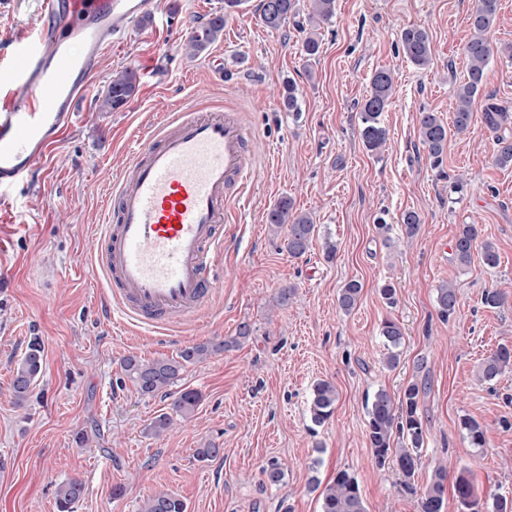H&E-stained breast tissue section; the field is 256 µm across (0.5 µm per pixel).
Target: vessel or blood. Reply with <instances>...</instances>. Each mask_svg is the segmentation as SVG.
<instances>
[{"mask_svg":"<svg viewBox=\"0 0 512 512\" xmlns=\"http://www.w3.org/2000/svg\"><path fill=\"white\" fill-rule=\"evenodd\" d=\"M155 0H38L35 38L0 68V211L72 128L103 54ZM236 113L182 107L158 122L113 182L94 268L132 325L166 330L213 300L228 211L256 173Z\"/></svg>","mask_w":512,"mask_h":512,"instance_id":"obj_1","label":"vessel or blood"}]
</instances>
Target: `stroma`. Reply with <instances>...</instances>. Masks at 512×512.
<instances>
[{
	"label": "stroma",
	"mask_w": 512,
	"mask_h": 512,
	"mask_svg": "<svg viewBox=\"0 0 512 512\" xmlns=\"http://www.w3.org/2000/svg\"><path fill=\"white\" fill-rule=\"evenodd\" d=\"M473 4L336 0L332 21L316 28L310 0H296L274 30L260 20V0H243L226 12L221 38L190 58L184 29L223 10L224 0H160L146 33L132 32L102 58L75 125L17 195L25 222L0 215V512H58L56 490L72 479L84 485L74 512H139L158 491L181 498L187 512H320L312 484H327L341 469L356 478L366 512H417L394 465H376L365 411L368 394L383 388L397 396L416 379L427 382L419 407L429 420L416 484L426 485L442 463L452 478L468 470L478 493L493 487L512 500V371L491 382L476 377L482 359L512 343V305L480 303L487 288L512 295V168L496 166L491 143L468 135L450 136L442 164L433 166L417 123L423 110L452 117ZM36 9V0H0V49L36 36ZM410 26L429 35L427 69L398 53ZM310 34L320 42L313 58L303 51ZM382 65L395 81L382 116L387 145L374 154L360 138L358 115ZM125 68L139 75L137 96L119 111H97L113 72ZM288 81L299 90L296 112L282 104ZM181 104L234 108L252 135L258 176L224 226L215 299L171 333L135 336L109 315L90 262L100 249L107 190L147 128ZM457 177L466 191L452 203L448 182ZM284 197L319 228L296 259L285 232L266 222ZM409 209L423 220L416 236L394 244L379 236L377 215L394 225ZM462 224L481 225L498 248L497 267L477 258L465 269L453 262ZM327 237L338 246L330 261L322 252ZM352 279L362 293L347 313L337 296ZM444 281L459 297L446 324L435 303ZM387 282L397 290L391 307L380 295ZM288 286L295 294L284 305ZM388 318L405 332L392 369L379 334ZM244 322L248 340L189 366L165 392L140 396L121 370L124 356L171 358L234 336ZM35 337L43 367L32 397L19 405L11 378ZM320 380L335 385L338 399L333 416L315 428L308 401ZM186 389L202 399L184 419L173 403ZM162 414L172 424L158 436L150 425ZM465 415L489 428L487 448L464 438ZM210 445L219 455L199 459L197 449ZM272 458L284 466L283 486L263 482Z\"/></svg>",
	"instance_id": "35a3bbf8"
}]
</instances>
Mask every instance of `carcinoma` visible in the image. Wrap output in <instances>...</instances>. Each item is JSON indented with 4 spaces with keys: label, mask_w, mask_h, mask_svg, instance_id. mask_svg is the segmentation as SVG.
Returning <instances> with one entry per match:
<instances>
[{
    "label": "carcinoma",
    "mask_w": 512,
    "mask_h": 512,
    "mask_svg": "<svg viewBox=\"0 0 512 512\" xmlns=\"http://www.w3.org/2000/svg\"><path fill=\"white\" fill-rule=\"evenodd\" d=\"M242 0H224V13L215 14L205 22L194 26L187 39L185 49L193 56L206 52L224 31V14L241 5ZM336 0H311V19L317 23H327L335 14ZM260 18L270 29L280 28L295 8V0H261ZM498 11V0H476L470 15L472 36L465 46L467 76L455 90V110L452 126L458 135H471L472 112L475 98L484 88L488 65L497 53L512 58V48H498L487 37ZM400 46L404 58L418 69L429 67L432 60L431 45L427 32L418 27H407L400 33ZM139 90L137 73L125 68L114 74L105 91L96 101L99 112H115L127 105ZM393 93V72L390 68H376L370 78V91L359 112L360 136L365 148L371 153L381 152L387 143L388 133L382 124V114L386 111ZM483 135L493 143V161L500 168L512 167V109L492 95L485 96L481 109ZM418 129L422 144L426 147L433 164L439 166L448 146V127L434 112H421L418 116ZM267 224L275 229L288 226L286 249L293 258L304 256L318 235V226L313 217L293 208L290 199L283 198L267 213ZM402 236L409 239L420 230L422 219L414 210L405 211L399 220ZM481 228L477 224H461L454 239L453 257L460 267L471 263L472 250L481 249L483 264L494 268L499 264V255L493 243L480 240ZM362 285L351 280L340 288L339 308L352 311L359 301ZM436 309L440 321L446 323L454 317L458 304L453 283H442L436 288ZM481 303L497 309L509 303V297L498 288H487L482 292ZM251 334L245 324L237 336L222 341H208L193 344L182 349L172 358L146 361L136 355L122 359L121 367L125 376L133 383L137 392L145 397L153 396L172 386L187 367L201 363L210 356L228 351L240 345ZM380 336L388 353L385 364L396 366L400 361V348L404 342L402 326L386 319L381 323ZM43 347L40 342L29 344L24 356L14 368L11 392L14 400L25 404L31 397L35 383L41 373ZM512 370V346L499 345L478 366V379L490 382L505 371ZM425 391V383L412 381L407 384L402 395L397 398L381 388L365 399L367 414L366 436L378 466L392 460L402 476L403 490L417 499V512H444L448 471L439 466L432 471L428 484L419 488L415 485V473L420 465L419 451L424 447L428 432V421L419 412L420 394ZM338 395L336 387L327 380H319L313 386L309 399V414L313 425H324L333 415ZM201 400L196 390H185L174 401L175 411L181 416L191 415ZM459 426L473 448H484L488 441V431L476 419L464 415ZM402 435V446L392 447L393 433ZM264 482L279 486L285 477L281 463L270 460L262 469ZM458 502V512H512V505L496 492L480 497L476 494L472 480L466 471H461L453 484ZM84 491L78 480H70L58 486L56 503L58 512H73L75 504ZM140 512H186L185 502L168 492H158L149 496L140 506ZM320 512H365V507L355 477L346 470H339L333 480L320 494Z\"/></svg>",
    "instance_id": "cac0c4a2"
}]
</instances>
